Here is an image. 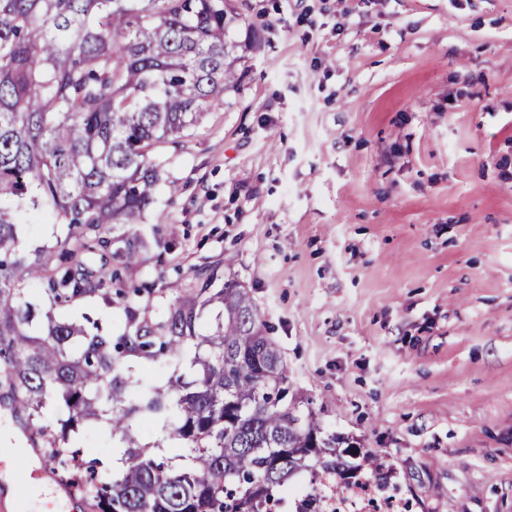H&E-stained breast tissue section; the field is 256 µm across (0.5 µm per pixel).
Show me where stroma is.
<instances>
[{
	"instance_id": "stroma-1",
	"label": "stroma",
	"mask_w": 512,
	"mask_h": 512,
	"mask_svg": "<svg viewBox=\"0 0 512 512\" xmlns=\"http://www.w3.org/2000/svg\"><path fill=\"white\" fill-rule=\"evenodd\" d=\"M232 4L256 48L162 148L148 315L232 272L320 425L360 446L354 478L387 475L409 512H512V0ZM19 224L30 250L67 230ZM12 437L1 409L0 512H69Z\"/></svg>"
}]
</instances>
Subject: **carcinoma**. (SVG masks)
<instances>
[{"instance_id": "carcinoma-1", "label": "carcinoma", "mask_w": 512, "mask_h": 512, "mask_svg": "<svg viewBox=\"0 0 512 512\" xmlns=\"http://www.w3.org/2000/svg\"><path fill=\"white\" fill-rule=\"evenodd\" d=\"M230 0H0V198L48 210L68 226L34 256L18 245L17 218L0 206V407L33 448L51 449L61 477L92 512H271L277 489L302 468L342 475L338 436L302 408L249 291L200 270L151 318L126 271L157 237L105 236L143 223L167 160L236 87L255 43L227 39L240 23ZM118 263L93 271L89 255ZM36 283L63 310L92 295L123 306L110 336L65 317L46 335ZM210 333L199 332L205 310ZM183 367L168 388L134 383L132 363ZM53 404L57 434L39 425ZM144 419L165 434L151 451L132 437ZM104 424L124 444L122 467L86 460L72 435Z\"/></svg>"}]
</instances>
